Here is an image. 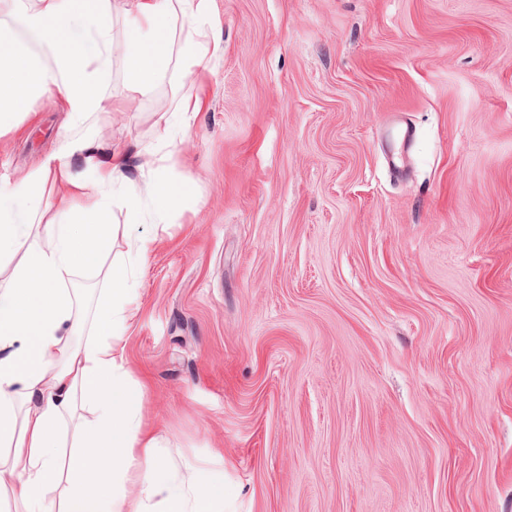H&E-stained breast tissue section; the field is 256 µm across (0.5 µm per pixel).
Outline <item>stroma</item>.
I'll list each match as a JSON object with an SVG mask.
<instances>
[{
  "label": "stroma",
  "mask_w": 512,
  "mask_h": 512,
  "mask_svg": "<svg viewBox=\"0 0 512 512\" xmlns=\"http://www.w3.org/2000/svg\"><path fill=\"white\" fill-rule=\"evenodd\" d=\"M224 54L177 143L188 209L126 337L146 414L224 456L235 512H512V0H212ZM178 17L93 120L129 175L189 79ZM0 134V177L68 133Z\"/></svg>",
  "instance_id": "35a3bbf8"
}]
</instances>
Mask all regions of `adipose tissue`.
I'll return each instance as SVG.
<instances>
[{
	"label": "adipose tissue",
	"instance_id": "1",
	"mask_svg": "<svg viewBox=\"0 0 512 512\" xmlns=\"http://www.w3.org/2000/svg\"><path fill=\"white\" fill-rule=\"evenodd\" d=\"M176 11L182 65L203 77L207 59L224 53L211 0H34L0 20V43L11 45L0 53V130L48 92L77 130L34 171L0 181V254L14 262L0 289V494H10L13 512H230L220 455L176 463L175 445L144 414V387L126 354L135 273L154 238H131L127 259L106 268L95 337L73 340L84 325L68 284L111 247L113 204L130 224H168L192 191L191 182L164 176L172 152L155 155L134 180L127 148L102 151L85 131L94 115L125 109L105 93L115 51L124 53L128 83L154 82ZM76 161L83 172L73 170ZM66 432L73 451L65 464Z\"/></svg>",
	"mask_w": 512,
	"mask_h": 512
}]
</instances>
